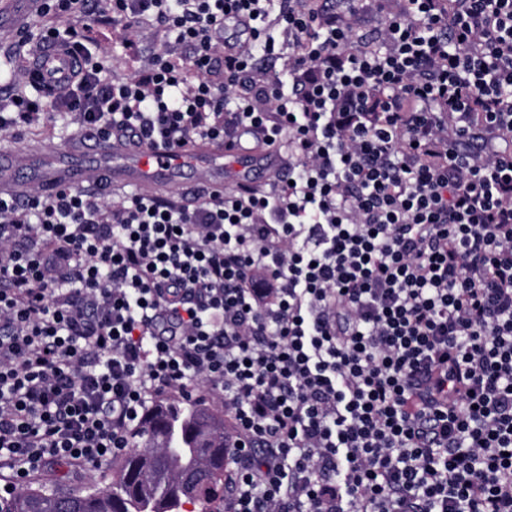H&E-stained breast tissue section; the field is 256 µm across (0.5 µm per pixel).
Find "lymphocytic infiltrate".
I'll list each match as a JSON object with an SVG mask.
<instances>
[{"mask_svg":"<svg viewBox=\"0 0 512 512\" xmlns=\"http://www.w3.org/2000/svg\"><path fill=\"white\" fill-rule=\"evenodd\" d=\"M103 2L175 45L110 78L47 28L65 89L11 96L1 132L52 106L288 172L190 210L0 195V489L103 465L194 384L231 421L224 512H512V0H402L368 46L358 0L42 8Z\"/></svg>","mask_w":512,"mask_h":512,"instance_id":"lymphocytic-infiltrate-1","label":"lymphocytic infiltrate"}]
</instances>
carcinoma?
<instances>
[{
	"mask_svg": "<svg viewBox=\"0 0 512 512\" xmlns=\"http://www.w3.org/2000/svg\"><path fill=\"white\" fill-rule=\"evenodd\" d=\"M224 421L200 401L158 402L132 432V448L105 488L59 492L37 480L25 491L0 497V512H224Z\"/></svg>",
	"mask_w": 512,
	"mask_h": 512,
	"instance_id": "1",
	"label": "carcinoma"
}]
</instances>
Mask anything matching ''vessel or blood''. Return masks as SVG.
Instances as JSON below:
<instances>
[{"instance_id":"vessel-or-blood-1","label":"vessel or blood","mask_w":512,"mask_h":512,"mask_svg":"<svg viewBox=\"0 0 512 512\" xmlns=\"http://www.w3.org/2000/svg\"><path fill=\"white\" fill-rule=\"evenodd\" d=\"M63 46L44 44L30 68L31 80L45 91L57 92L69 70ZM0 167L13 179L0 183V194L20 195L38 185L48 197L82 185L99 189L132 186L151 196L175 185H190L208 194L223 192L228 183L262 185L272 182L280 168L267 152L239 149L226 152L220 142H193L181 147L143 144L131 147L119 138L98 136L92 161L77 164L68 156L44 157L36 172L24 169L18 157L0 154Z\"/></svg>"}]
</instances>
